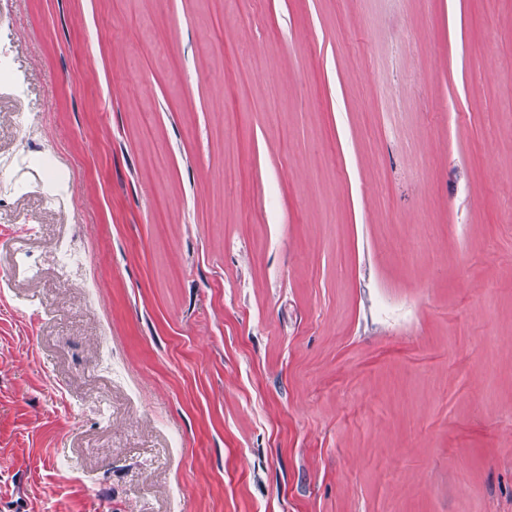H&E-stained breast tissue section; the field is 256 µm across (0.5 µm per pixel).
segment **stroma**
Instances as JSON below:
<instances>
[{"label":"stroma","mask_w":512,"mask_h":512,"mask_svg":"<svg viewBox=\"0 0 512 512\" xmlns=\"http://www.w3.org/2000/svg\"><path fill=\"white\" fill-rule=\"evenodd\" d=\"M0 57L71 185L0 196V502L512 512V0H6Z\"/></svg>","instance_id":"1"}]
</instances>
